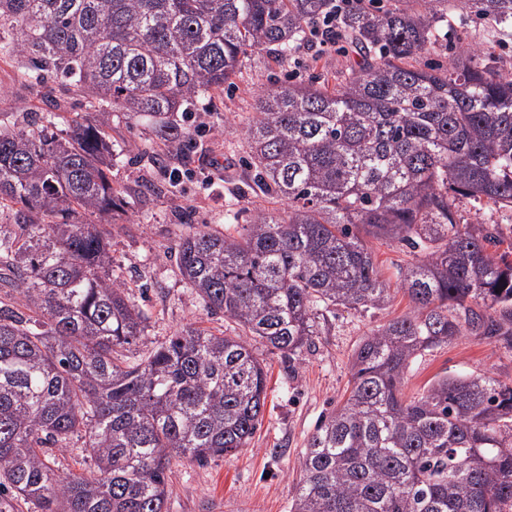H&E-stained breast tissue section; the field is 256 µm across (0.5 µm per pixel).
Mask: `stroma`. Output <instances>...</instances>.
I'll return each instance as SVG.
<instances>
[{
	"instance_id": "obj_1",
	"label": "stroma",
	"mask_w": 512,
	"mask_h": 512,
	"mask_svg": "<svg viewBox=\"0 0 512 512\" xmlns=\"http://www.w3.org/2000/svg\"><path fill=\"white\" fill-rule=\"evenodd\" d=\"M435 58L447 61L459 47L490 48L496 66L512 72V40L490 42L486 23L472 22L459 0H450L448 23L440 32ZM354 52L342 43L322 46L319 54L300 49L276 63L259 53L244 57L234 90L200 98L191 127L196 148L182 156L178 144L155 140L143 126L121 112L110 116L112 184L123 192L122 206L94 216L112 227V274L126 284L147 317L144 336L131 352L146 354L174 331L192 325L234 336L240 327L223 315L208 312L204 301L182 281L174 253L182 236L192 231L243 233L249 216L276 208V201L250 187L244 131L257 111L258 94L273 78L301 80L310 74L356 65ZM53 99L68 126L80 105L60 85H33L21 79L19 65L0 61V126L16 128L26 109L41 110ZM183 175L170 187L171 170ZM375 265L391 288L385 308L324 311L312 346L288 358L254 341L253 350L267 373L264 417L244 448L207 463L173 459L165 512H290L300 474V461L311 434L324 415L347 395L352 355L365 337L388 320L410 310L399 291L400 268L420 258L398 242L370 240ZM486 376L512 382V348L466 334L418 356L404 376L403 393L421 396L438 378Z\"/></svg>"
}]
</instances>
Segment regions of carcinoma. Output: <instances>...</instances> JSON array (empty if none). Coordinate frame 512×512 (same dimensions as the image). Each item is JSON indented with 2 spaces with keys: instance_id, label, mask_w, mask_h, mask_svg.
<instances>
[{
  "instance_id": "obj_1",
  "label": "carcinoma",
  "mask_w": 512,
  "mask_h": 512,
  "mask_svg": "<svg viewBox=\"0 0 512 512\" xmlns=\"http://www.w3.org/2000/svg\"><path fill=\"white\" fill-rule=\"evenodd\" d=\"M512 35V0H464ZM336 0H0V59L59 83L85 114L59 139L53 113L0 130V497L31 512H164L174 458L244 448L260 425L266 374L251 339L291 356L319 335L318 311L382 308L365 238L424 259L400 271L412 310L364 338L347 399L318 424L291 512H512V383L446 375L401 397L423 352L470 333L512 348V262L498 224H464L459 204L512 207V73L471 47L436 51L448 0L343 6L336 36L357 65L271 83L245 134L252 182L280 199L245 233L195 231L176 265L236 337L188 326L144 358L122 349L147 318L112 278V231L77 219L112 212L109 115L145 120L195 146L177 123L235 87L242 58L286 57ZM85 433L81 475L44 456Z\"/></svg>"
}]
</instances>
